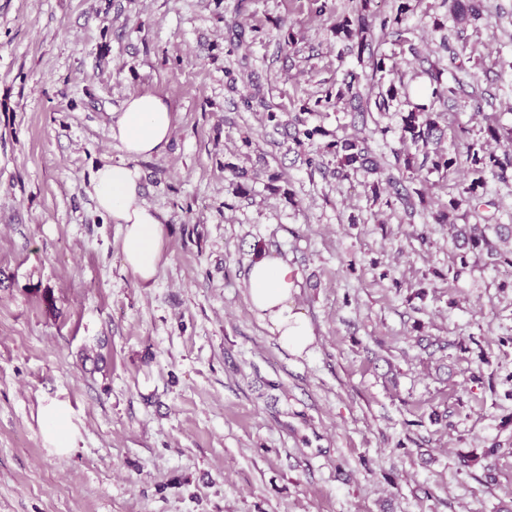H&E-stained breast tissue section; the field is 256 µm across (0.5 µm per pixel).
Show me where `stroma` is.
Returning <instances> with one entry per match:
<instances>
[{"label":"stroma","instance_id":"1","mask_svg":"<svg viewBox=\"0 0 512 512\" xmlns=\"http://www.w3.org/2000/svg\"><path fill=\"white\" fill-rule=\"evenodd\" d=\"M328 5L0 0V512H512V274L484 260L450 279L447 225L307 168L239 104L258 91L290 119L358 68L330 31L351 2ZM411 5L416 51L395 63L412 103L474 136L487 113L512 126V0L461 26L443 0ZM437 20L471 74L445 104L424 74L452 78ZM228 21L246 33L231 55ZM475 86L493 95L480 112ZM142 94L173 114L165 151L137 161L167 229L147 287L89 193L124 159L111 123ZM231 160L263 171L250 196ZM260 250L300 274L306 354L250 309ZM51 404L69 452L45 436ZM43 422L55 448L66 452L72 448L74 433L70 426L69 414L64 407L49 405L43 410Z\"/></svg>","mask_w":512,"mask_h":512}]
</instances>
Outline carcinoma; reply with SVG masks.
Listing matches in <instances>:
<instances>
[{
	"label": "carcinoma",
	"instance_id": "1",
	"mask_svg": "<svg viewBox=\"0 0 512 512\" xmlns=\"http://www.w3.org/2000/svg\"><path fill=\"white\" fill-rule=\"evenodd\" d=\"M375 0H356L352 10L332 27V34L340 44L338 57L354 55L363 67L369 69L370 78L376 81L378 91L366 97L360 92L362 74L346 70L340 83L329 86L324 93L305 102L301 112H318L323 108L337 107L347 100L359 103L360 113L390 110L393 102L404 96L402 82L391 78L394 66L389 64L390 56L380 50L375 38V30L391 31L395 42L408 45L409 51H415L408 30L401 28L407 14L412 11L410 0H394V12L388 16L379 15L374 9ZM448 5V15L463 24L481 16L486 11L485 0H444ZM441 49L449 54L450 65L457 71H464L460 60L465 56L466 44L452 45L447 39H441ZM430 80L431 96L439 102L453 99L463 82L453 76L454 84L443 80V70L433 66L427 71ZM244 107L251 109L257 105L266 112L267 121L278 129L281 126L279 112L265 98L252 95L241 96ZM292 143L297 148L310 147L303 152V163L312 168H321L325 164L333 166V175L339 181H348L359 173L372 177V199L390 209L399 208L404 216L412 221L421 214L427 205L428 178L422 171L442 175L463 173L464 181L458 194L449 197L433 213L437 224H446L456 240L460 241L459 264L448 267V274L456 278L468 265L469 259L478 262L488 257L493 263L512 267V228L505 224H469V217L477 214L483 206V198L492 177L502 183L512 178V126L500 125L487 119L483 127V136L474 138L467 129H462V148L453 152L432 149L430 145L444 135L441 115L423 112L413 107L401 113L399 141L414 146L410 152L393 149L391 154H379L373 149V135H387L388 128L377 127L371 133L353 134L338 137L322 145L317 139L328 136L319 126H309L307 120L299 115L293 120ZM330 160H324V157Z\"/></svg>",
	"mask_w": 512,
	"mask_h": 512
}]
</instances>
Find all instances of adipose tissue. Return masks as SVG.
<instances>
[{
    "label": "adipose tissue",
    "mask_w": 512,
    "mask_h": 512,
    "mask_svg": "<svg viewBox=\"0 0 512 512\" xmlns=\"http://www.w3.org/2000/svg\"><path fill=\"white\" fill-rule=\"evenodd\" d=\"M172 119L168 104L158 96L129 99L112 121V138L120 143L126 158L97 167L89 182L98 209L120 226L125 266L144 285L153 283L159 272L166 229L162 215L141 198V173L134 161L165 149ZM298 280L296 269L273 255L259 257L248 273L252 311L277 334L281 346L295 354L305 351L313 340L308 319L294 305Z\"/></svg>",
    "instance_id": "obj_1"
}]
</instances>
